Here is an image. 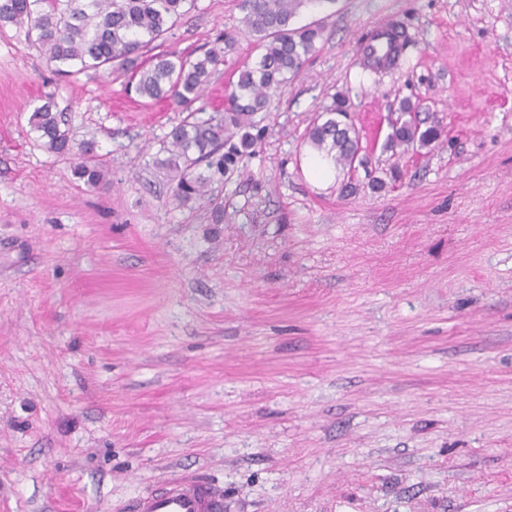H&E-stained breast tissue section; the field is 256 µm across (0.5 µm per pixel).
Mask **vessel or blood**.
<instances>
[{
  "instance_id": "obj_1",
  "label": "vessel or blood",
  "mask_w": 512,
  "mask_h": 512,
  "mask_svg": "<svg viewBox=\"0 0 512 512\" xmlns=\"http://www.w3.org/2000/svg\"><path fill=\"white\" fill-rule=\"evenodd\" d=\"M373 31V39L360 50L362 58H381L390 51L387 24H377ZM127 512H224V492L204 480L174 479L131 501Z\"/></svg>"
}]
</instances>
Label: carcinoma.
<instances>
[{
  "label": "carcinoma",
  "instance_id": "carcinoma-1",
  "mask_svg": "<svg viewBox=\"0 0 512 512\" xmlns=\"http://www.w3.org/2000/svg\"><path fill=\"white\" fill-rule=\"evenodd\" d=\"M335 4L336 0H236L242 27L224 30L212 47L195 56L149 51L168 42L180 20L198 7V0H0V29L10 25L25 31L64 77L101 72L121 82L133 99L166 100L186 112L167 135L169 157L161 165L170 174L175 199L188 206L212 201L214 178L229 182L242 159L253 155L261 136L254 116L270 111L273 97L317 51L323 18L299 27L293 19L303 11L319 15ZM241 32L251 39L259 60L234 72L223 116H208L204 89ZM324 112L327 118L315 122L307 134L310 147L327 152L336 165L351 172L366 166L369 156L359 131L343 121L348 116L345 101L335 100ZM28 123L47 151L78 156L76 178L90 188L103 187L94 145H73L55 93L43 94ZM440 136L438 124L428 116L419 118V106L404 99L388 118L382 150L418 153ZM201 165L209 174L197 171Z\"/></svg>",
  "mask_w": 512,
  "mask_h": 512
}]
</instances>
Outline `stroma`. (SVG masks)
<instances>
[{
    "label": "stroma",
    "mask_w": 512,
    "mask_h": 512,
    "mask_svg": "<svg viewBox=\"0 0 512 512\" xmlns=\"http://www.w3.org/2000/svg\"><path fill=\"white\" fill-rule=\"evenodd\" d=\"M199 4L169 50L238 22ZM382 21L413 44L360 80ZM255 58L239 37L210 110ZM50 91L105 188L39 145ZM338 98L365 145L404 98L442 135L315 186L305 134ZM182 118L0 30V512H126L176 478L221 486L224 512H512V0H337L256 155L213 184L222 223L159 165Z\"/></svg>",
    "instance_id": "obj_1"
}]
</instances>
